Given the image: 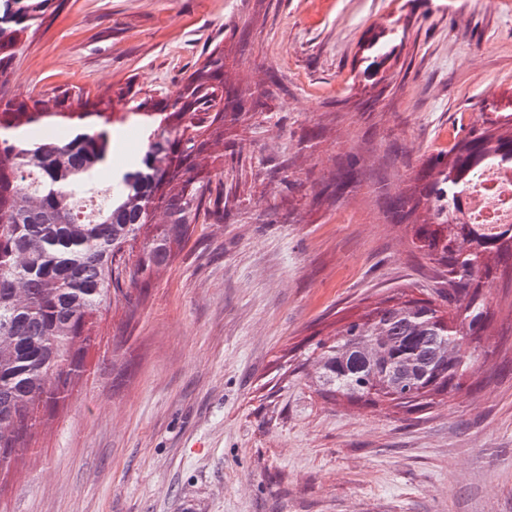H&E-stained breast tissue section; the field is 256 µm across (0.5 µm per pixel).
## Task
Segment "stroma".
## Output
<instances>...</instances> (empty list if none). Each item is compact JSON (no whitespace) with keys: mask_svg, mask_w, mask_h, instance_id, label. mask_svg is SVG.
I'll return each mask as SVG.
<instances>
[{"mask_svg":"<svg viewBox=\"0 0 512 512\" xmlns=\"http://www.w3.org/2000/svg\"><path fill=\"white\" fill-rule=\"evenodd\" d=\"M224 54L206 213L122 282L85 372L0 470V512H512V281L461 390L422 411L323 393L319 345L441 280L392 202L461 117L512 113V0H65L8 96L163 106ZM348 187L337 193L336 180Z\"/></svg>","mask_w":512,"mask_h":512,"instance_id":"stroma-1","label":"stroma"}]
</instances>
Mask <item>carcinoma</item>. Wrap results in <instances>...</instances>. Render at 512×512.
Returning <instances> with one entry per match:
<instances>
[{
	"label": "carcinoma",
	"mask_w": 512,
	"mask_h": 512,
	"mask_svg": "<svg viewBox=\"0 0 512 512\" xmlns=\"http://www.w3.org/2000/svg\"><path fill=\"white\" fill-rule=\"evenodd\" d=\"M61 0H0V87L35 33ZM214 51L159 114L140 111L142 150L116 171L103 204L88 216L79 199L99 189L112 166L108 125L112 99L95 103L61 92L58 117L74 119L59 140L36 127L48 106L4 100L0 110V469L37 424L40 409L61 398L79 375L95 320L125 275L143 283L168 265L192 232L203 206L205 119L187 111L215 101L223 74ZM463 137L428 160L432 181L400 198L397 213L413 221L417 248L444 274L452 299L444 306L402 293L336 329L321 345L316 373L332 395L408 411L461 389L491 313L487 284L512 273V224L480 232L463 220L462 198L489 164L512 165V130L483 115ZM161 210L165 223L154 222Z\"/></svg>",
	"instance_id": "1"
}]
</instances>
